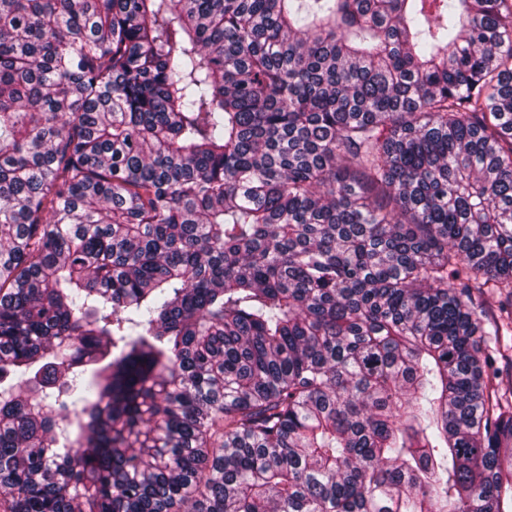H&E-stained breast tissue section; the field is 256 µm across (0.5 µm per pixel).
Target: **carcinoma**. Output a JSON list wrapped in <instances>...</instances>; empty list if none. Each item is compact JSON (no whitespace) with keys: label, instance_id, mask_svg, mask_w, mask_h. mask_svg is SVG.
I'll return each instance as SVG.
<instances>
[{"label":"carcinoma","instance_id":"carcinoma-1","mask_svg":"<svg viewBox=\"0 0 512 512\" xmlns=\"http://www.w3.org/2000/svg\"><path fill=\"white\" fill-rule=\"evenodd\" d=\"M501 363L512 0H0L7 512H512Z\"/></svg>","mask_w":512,"mask_h":512}]
</instances>
